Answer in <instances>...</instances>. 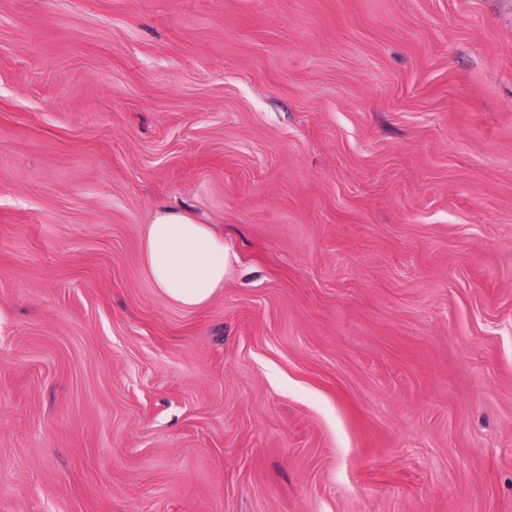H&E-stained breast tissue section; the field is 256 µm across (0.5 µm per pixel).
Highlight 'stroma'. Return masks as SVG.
Masks as SVG:
<instances>
[{
	"instance_id": "stroma-1",
	"label": "stroma",
	"mask_w": 512,
	"mask_h": 512,
	"mask_svg": "<svg viewBox=\"0 0 512 512\" xmlns=\"http://www.w3.org/2000/svg\"><path fill=\"white\" fill-rule=\"evenodd\" d=\"M0 512H512V0H0ZM141 259L158 292L172 305L192 311L224 290L234 256L224 236L194 211L163 206L145 225Z\"/></svg>"
}]
</instances>
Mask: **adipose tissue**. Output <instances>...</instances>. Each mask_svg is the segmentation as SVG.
I'll return each instance as SVG.
<instances>
[{
    "label": "adipose tissue",
    "mask_w": 512,
    "mask_h": 512,
    "mask_svg": "<svg viewBox=\"0 0 512 512\" xmlns=\"http://www.w3.org/2000/svg\"><path fill=\"white\" fill-rule=\"evenodd\" d=\"M141 259L158 292L189 311L209 304L222 292L233 266L223 236L183 206L155 211L143 231Z\"/></svg>",
    "instance_id": "adipose-tissue-1"
}]
</instances>
